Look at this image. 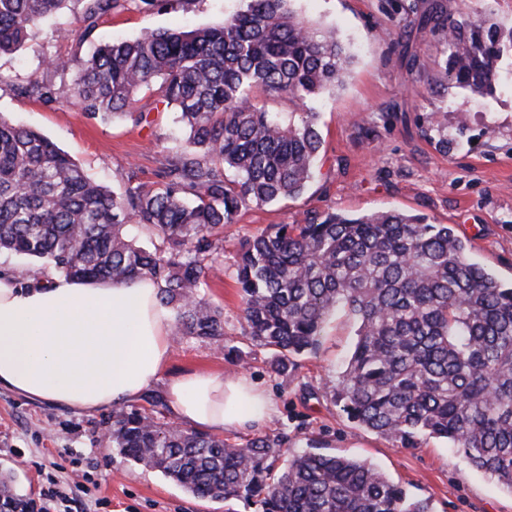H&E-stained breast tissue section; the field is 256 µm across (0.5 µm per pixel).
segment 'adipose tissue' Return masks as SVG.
I'll use <instances>...</instances> for the list:
<instances>
[{
  "label": "adipose tissue",
  "mask_w": 512,
  "mask_h": 512,
  "mask_svg": "<svg viewBox=\"0 0 512 512\" xmlns=\"http://www.w3.org/2000/svg\"><path fill=\"white\" fill-rule=\"evenodd\" d=\"M175 324L158 284L0 275V387L32 401L96 412L138 399L170 361ZM178 423L212 433L271 413L248 375L187 372L167 386Z\"/></svg>",
  "instance_id": "1"
}]
</instances>
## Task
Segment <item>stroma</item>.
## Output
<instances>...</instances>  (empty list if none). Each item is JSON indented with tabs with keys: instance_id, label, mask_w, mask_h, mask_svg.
Instances as JSON below:
<instances>
[{
	"instance_id": "1",
	"label": "stroma",
	"mask_w": 512,
	"mask_h": 512,
	"mask_svg": "<svg viewBox=\"0 0 512 512\" xmlns=\"http://www.w3.org/2000/svg\"><path fill=\"white\" fill-rule=\"evenodd\" d=\"M432 0H296L301 17L335 29L353 60L343 85L312 105L324 147L315 178L298 198L242 210L224 231V272L207 275L205 297L224 312V342L193 338L172 346L168 367L149 395L166 398L169 381L184 372L245 373L264 387L273 413L262 434H283L292 451L311 444L325 452L364 459L410 496L430 499L435 512H512V493L473 470L446 441L427 438L401 448L348 422L332 389L355 343V320L335 316L317 354L275 373L268 351L242 334L241 294L234 261L242 241L269 224H293L332 209L362 213L397 208L426 215L429 223L455 225L473 257L499 279L512 281V62L502 61L494 95L460 89L444 68L442 32L427 23ZM451 16H489L512 26V0H443ZM86 0H70L46 19L15 53L0 56V116L47 136L87 173L119 192L128 171L152 182L160 142L181 138L173 109L159 104L157 86L142 88L136 106L147 116L135 126L93 119L75 107L46 104L16 87L41 78L65 89L70 72L46 65L50 56L79 63L95 44L135 39L157 29L221 24L237 0H128L102 17L82 38ZM441 117L448 145L431 129ZM111 410L85 412L32 401L0 389V474L39 512L55 490L56 512H252L239 500L194 496L160 472L103 445Z\"/></svg>"
}]
</instances>
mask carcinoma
I'll return each mask as SVG.
<instances>
[{
	"label": "carcinoma",
	"mask_w": 512,
	"mask_h": 512,
	"mask_svg": "<svg viewBox=\"0 0 512 512\" xmlns=\"http://www.w3.org/2000/svg\"><path fill=\"white\" fill-rule=\"evenodd\" d=\"M69 0H0V54L13 53ZM80 37L126 0H87ZM218 26L156 30L96 46L69 86L29 79L17 90L63 100L89 116L135 126V94L159 85L188 131L161 149L158 181L127 174L119 194L92 180L42 133L0 116V254L51 266L66 278L149 277L175 314V336L218 341L220 308L202 293L224 254V228L251 206L303 193L322 146L314 112H268L256 94L307 105L343 84L350 56L336 32L300 17L295 0H242ZM450 80L495 90L512 58V29L457 20ZM243 335L271 353L277 373L316 352L340 310L356 342L333 389L346 418L402 448L441 438L512 492V283L476 263L449 224L398 210H327L302 224H270L241 245L235 267ZM107 443L188 492L242 499L256 512H432L364 460L313 447L288 454L260 434L243 446L144 410L113 414ZM283 461L276 466L277 461ZM10 480L0 512H25Z\"/></svg>",
	"instance_id": "cac0c4a2"
}]
</instances>
